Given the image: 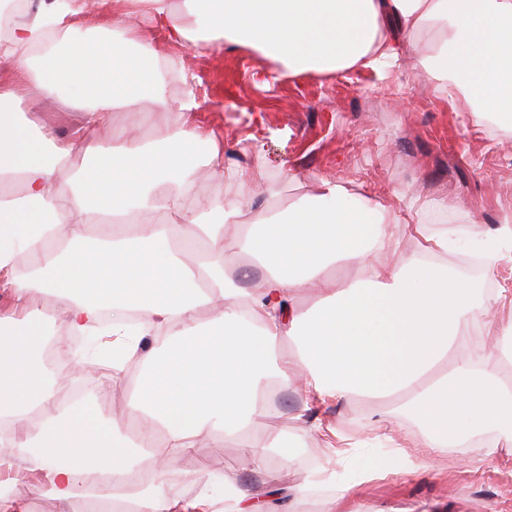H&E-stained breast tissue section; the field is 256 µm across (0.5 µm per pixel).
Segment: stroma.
Masks as SVG:
<instances>
[{
  "mask_svg": "<svg viewBox=\"0 0 512 512\" xmlns=\"http://www.w3.org/2000/svg\"><path fill=\"white\" fill-rule=\"evenodd\" d=\"M153 45L171 97L185 93L171 77L192 75L199 119L223 143L225 166L249 168L263 155L264 177L278 182L280 191L274 197L257 193L258 208L286 210L317 194L322 182L342 183L354 198L393 210L399 219L394 234L409 261L425 257L424 235L484 225L482 242L496 261L476 277L478 295L512 296V238L498 232L512 225L511 128L453 111L447 90L411 63L385 79L354 68L330 77L287 76L266 89L251 78L268 64L255 51L170 46L159 33ZM415 192L445 205L447 222L417 233L423 213L409 206ZM100 374L109 387L87 393L85 404L108 422L142 379L128 370ZM288 394L277 404L278 423L257 418L244 439L258 444L274 431L285 449H266L267 463L259 469L212 441H199L169 467L167 481L177 495L192 499L202 478L225 473L236 488L264 498L269 512H322L330 496L336 512L355 506L362 512H512V438L484 431L431 453L420 423L398 411V397H352L308 410L299 388ZM319 421L328 430L316 429ZM398 445L420 459L419 469L405 470L395 457ZM188 473L198 482H186ZM342 482L354 486V496H340ZM9 494L25 512L89 510L79 496L65 505L49 500L34 469L12 483Z\"/></svg>",
  "mask_w": 512,
  "mask_h": 512,
  "instance_id": "1",
  "label": "stroma"
}]
</instances>
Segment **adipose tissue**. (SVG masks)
<instances>
[{"label":"adipose tissue","mask_w":512,"mask_h":512,"mask_svg":"<svg viewBox=\"0 0 512 512\" xmlns=\"http://www.w3.org/2000/svg\"><path fill=\"white\" fill-rule=\"evenodd\" d=\"M102 34L63 43L75 19ZM171 44L248 47L271 59L253 81L285 74L331 75L356 67L382 74L417 55L426 74L450 79L449 103L475 117L512 123V0H54L13 21L0 38V280L13 317L0 318V499L33 459L41 489L64 503L83 495L131 503L132 512H265L257 496L212 483L191 500L163 474L200 439L214 446L243 433L270 375L299 387L308 403L401 395L403 412L424 425L438 450L480 428L512 436V390L468 356L449 363L488 302L440 262L401 259L382 204L357 205L338 182L281 212L252 208L262 164L224 165V147L196 122L195 95L172 98L151 78L152 31ZM50 97L77 107L70 138L20 112ZM149 100L148 125L136 118ZM129 119L113 127L112 112ZM180 113V126L170 122ZM85 161L73 166L76 152ZM231 180L229 200L201 202L200 171ZM125 233L88 246L91 224ZM65 241V249L47 246ZM46 252L29 276L28 255ZM242 253L267 270L259 289L239 286L227 256ZM356 271L338 287L336 265ZM314 293L310 308L301 291ZM51 292L61 336L107 331L113 350L148 370L132 410L162 426L129 439L78 404L63 405L36 359L43 315L35 297ZM214 312L202 321V308ZM143 319L130 325L125 315ZM160 340L141 352V336ZM292 352L279 351L283 339ZM38 413L40 428L28 420Z\"/></svg>","instance_id":"obj_1"}]
</instances>
